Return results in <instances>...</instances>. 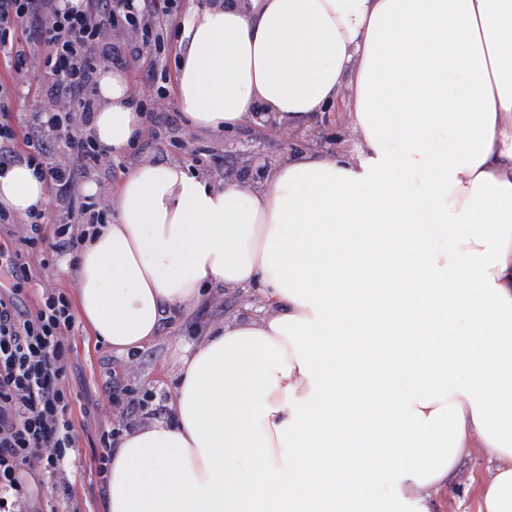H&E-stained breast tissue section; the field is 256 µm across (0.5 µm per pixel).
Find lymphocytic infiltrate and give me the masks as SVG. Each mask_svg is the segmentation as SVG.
Instances as JSON below:
<instances>
[{"label":"lymphocytic infiltrate","mask_w":512,"mask_h":512,"mask_svg":"<svg viewBox=\"0 0 512 512\" xmlns=\"http://www.w3.org/2000/svg\"><path fill=\"white\" fill-rule=\"evenodd\" d=\"M181 0H161L150 12L141 0H0V58L21 71L41 69L52 106L32 124L65 140L64 159L42 141L0 123V164L21 158L33 164L48 189L43 208L25 218L0 209V223H23L21 236L0 239V512H24L28 487L22 474L39 469L53 481L70 512H81L70 481L77 442L71 418L68 372L76 319L66 292L42 289L32 306L21 296L37 282L36 248L74 255L88 230L106 223L110 205L83 194L82 178L111 168L112 153L88 132L98 108L101 67L112 59L118 33L142 35L155 58L170 50L169 27ZM27 49H19L18 40Z\"/></svg>","instance_id":"obj_1"}]
</instances>
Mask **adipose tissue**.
Here are the masks:
<instances>
[{
	"instance_id": "obj_1",
	"label": "adipose tissue",
	"mask_w": 512,
	"mask_h": 512,
	"mask_svg": "<svg viewBox=\"0 0 512 512\" xmlns=\"http://www.w3.org/2000/svg\"><path fill=\"white\" fill-rule=\"evenodd\" d=\"M353 148L282 155L258 182L143 161L71 270L118 356L212 288L256 315L183 357L172 421L111 450L104 512H441L475 448L477 512H512V0H202L177 102L192 131L307 128L345 89ZM101 70L97 141L142 117ZM444 147H437L438 135ZM404 177L393 181L392 170ZM46 201L0 169V205Z\"/></svg>"
}]
</instances>
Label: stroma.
Wrapping results in <instances>:
<instances>
[{
	"mask_svg": "<svg viewBox=\"0 0 512 512\" xmlns=\"http://www.w3.org/2000/svg\"><path fill=\"white\" fill-rule=\"evenodd\" d=\"M114 65L127 72L136 95L146 101L149 111L144 115L145 130L136 149L130 154L114 157L111 169L93 176L92 181L101 195L110 196L126 169L143 160L181 162L214 180L222 179L228 166L246 169L248 176L258 177L257 168H244L236 148L225 145L223 136L189 131L175 102V88L159 92L160 82L149 68V55L141 39L127 41ZM39 80V71L31 69L19 73L12 63L0 59V84L13 92L7 123L28 125L32 114L47 106V99L36 91ZM245 303L244 294L215 291L212 297L194 308L190 318L176 324L164 323L155 343L129 357L113 354L109 346L95 341L84 322H77L71 337L74 355L69 386L73 394L71 415L80 455L77 466L69 470L68 478L81 512H101L103 490L95 461V447L101 431L118 425L129 428L147 421L168 419L184 348L197 342L211 325L242 312ZM112 377L131 390L122 402L109 399L105 384ZM149 390L158 393V400L148 407H139V399ZM490 476L489 460L482 449H473L453 486L439 494L443 512H476L477 497L472 483Z\"/></svg>",
	"mask_w": 512,
	"mask_h": 512,
	"instance_id": "35a3bbf8",
	"label": "stroma"
}]
</instances>
